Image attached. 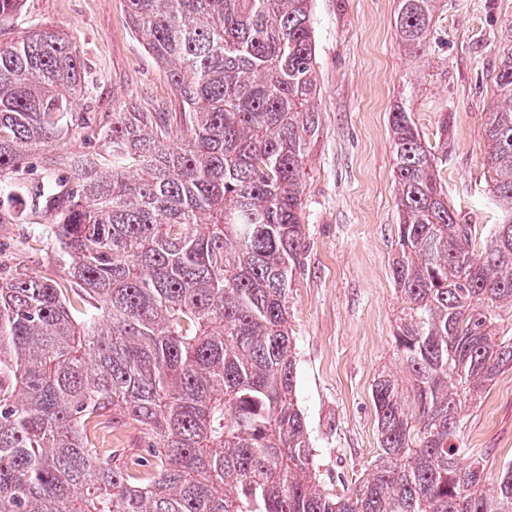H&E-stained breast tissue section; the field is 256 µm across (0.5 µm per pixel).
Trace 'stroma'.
Listing matches in <instances>:
<instances>
[{
    "label": "stroma",
    "instance_id": "obj_1",
    "mask_svg": "<svg viewBox=\"0 0 512 512\" xmlns=\"http://www.w3.org/2000/svg\"><path fill=\"white\" fill-rule=\"evenodd\" d=\"M396 0H312L321 135L304 190V269L288 293L298 353L296 396L327 492L353 488L380 454L374 379L409 375L398 347L403 301L392 279L399 209L390 114L408 98L429 142L448 115L441 182L463 221L485 234L502 212L484 166L485 112L498 103L496 67L512 0H438L424 56L396 30ZM76 43L94 81L96 109L181 112L163 66L132 31L125 0H23L0 26V43L38 26ZM0 251L35 268L54 259L29 224L0 226ZM460 440L488 481L512 464V369L462 412Z\"/></svg>",
    "mask_w": 512,
    "mask_h": 512
}]
</instances>
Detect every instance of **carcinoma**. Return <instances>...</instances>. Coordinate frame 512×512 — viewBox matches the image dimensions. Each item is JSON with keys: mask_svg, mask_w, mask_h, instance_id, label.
<instances>
[{"mask_svg": "<svg viewBox=\"0 0 512 512\" xmlns=\"http://www.w3.org/2000/svg\"><path fill=\"white\" fill-rule=\"evenodd\" d=\"M185 106L95 112L73 41L38 27L0 43V224L41 217L52 268L0 261V512H512V464L485 483L460 414L506 369L512 336V38L485 113L504 219L448 202V113L432 148L408 100L391 112L404 299L402 362L372 385L381 454L324 492L304 415L288 291L304 265L306 165L319 136L312 0H125ZM436 0H397L425 51ZM90 148L49 160L45 144ZM135 424L128 459L112 434ZM489 310L499 336H512V303L494 304Z\"/></svg>", "mask_w": 512, "mask_h": 512, "instance_id": "obj_1", "label": "carcinoma"}]
</instances>
